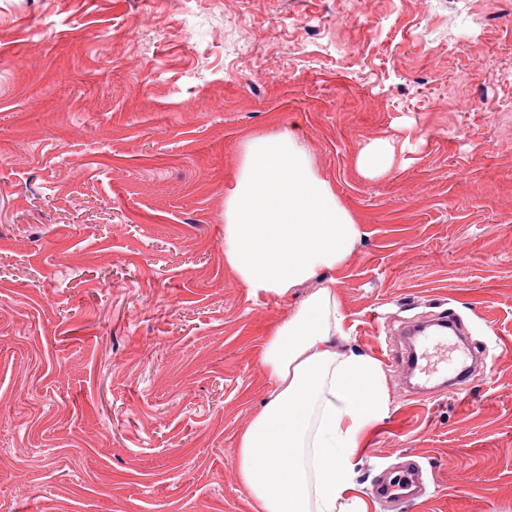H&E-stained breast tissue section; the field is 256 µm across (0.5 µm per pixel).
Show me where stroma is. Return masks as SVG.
I'll return each mask as SVG.
<instances>
[{"mask_svg":"<svg viewBox=\"0 0 512 512\" xmlns=\"http://www.w3.org/2000/svg\"><path fill=\"white\" fill-rule=\"evenodd\" d=\"M291 129L364 232L336 297L387 394L369 512L411 459L400 512H512V0H0V512H255V351L309 290L225 269L224 185ZM431 315L485 351L465 392L398 362ZM393 140L380 139L369 144L358 156L357 168L364 175H375L387 171L394 159ZM416 484L415 470L407 469L393 478L378 481L373 488V495L379 502H412L421 497Z\"/></svg>","mask_w":512,"mask_h":512,"instance_id":"obj_1","label":"stroma"}]
</instances>
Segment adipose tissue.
Listing matches in <instances>:
<instances>
[{"mask_svg": "<svg viewBox=\"0 0 512 512\" xmlns=\"http://www.w3.org/2000/svg\"><path fill=\"white\" fill-rule=\"evenodd\" d=\"M362 236L293 133L249 140L224 189V265L256 298L313 286L256 352L272 389L237 448L259 512H368L355 459L387 396L380 361L340 348L349 330L335 289Z\"/></svg>", "mask_w": 512, "mask_h": 512, "instance_id": "obj_1", "label": "adipose tissue"}]
</instances>
